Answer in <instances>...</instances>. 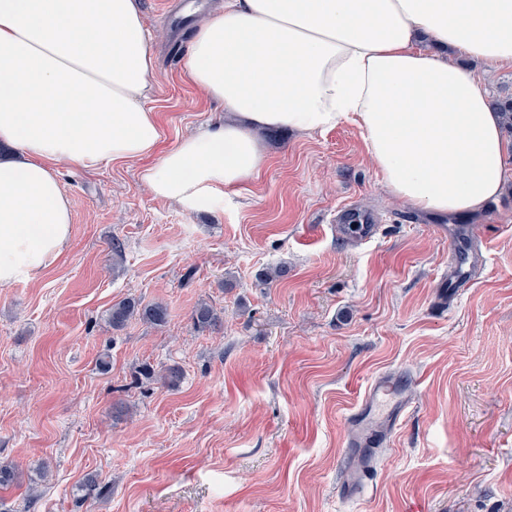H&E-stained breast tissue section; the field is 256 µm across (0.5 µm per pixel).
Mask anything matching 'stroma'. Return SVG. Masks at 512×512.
Returning a JSON list of instances; mask_svg holds the SVG:
<instances>
[{"instance_id":"stroma-1","label":"stroma","mask_w":512,"mask_h":512,"mask_svg":"<svg viewBox=\"0 0 512 512\" xmlns=\"http://www.w3.org/2000/svg\"><path fill=\"white\" fill-rule=\"evenodd\" d=\"M162 2L141 0L164 150L224 109L182 77L186 29ZM261 139L265 166L207 213L153 198L137 161L61 168L68 246L0 288L5 512H512V179L485 211L422 212L391 197L352 123ZM349 204L379 216L372 236L337 232ZM455 223L482 253L458 288L434 230ZM126 298L164 302L167 323L113 330ZM202 300L220 328L193 326ZM397 372L411 407L373 486L343 498L349 410Z\"/></svg>"}]
</instances>
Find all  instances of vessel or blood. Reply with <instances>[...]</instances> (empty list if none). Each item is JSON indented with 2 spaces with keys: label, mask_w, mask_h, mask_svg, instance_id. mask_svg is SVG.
Here are the masks:
<instances>
[{
  "label": "vessel or blood",
  "mask_w": 512,
  "mask_h": 512,
  "mask_svg": "<svg viewBox=\"0 0 512 512\" xmlns=\"http://www.w3.org/2000/svg\"><path fill=\"white\" fill-rule=\"evenodd\" d=\"M402 374L379 377L368 385L361 400L348 415L347 447L363 451V464H343L342 495L348 499L361 497L368 487L376 461L375 446L388 431L393 430L410 407Z\"/></svg>",
  "instance_id": "vessel-or-blood-1"
}]
</instances>
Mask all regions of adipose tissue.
Wrapping results in <instances>:
<instances>
[{"label": "adipose tissue", "instance_id": "obj_1", "mask_svg": "<svg viewBox=\"0 0 512 512\" xmlns=\"http://www.w3.org/2000/svg\"><path fill=\"white\" fill-rule=\"evenodd\" d=\"M477 63L512 66V0H224L193 19L181 69L226 117L162 152L139 0H0V288L67 246L59 166L146 157L154 198L220 208L264 167L269 129L353 122L394 198L479 211L503 190L506 149Z\"/></svg>", "mask_w": 512, "mask_h": 512}]
</instances>
